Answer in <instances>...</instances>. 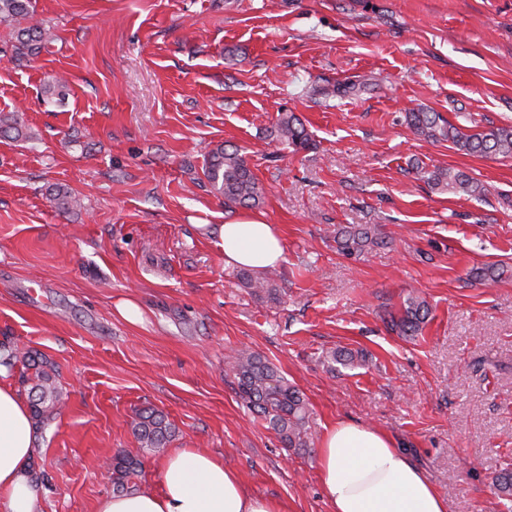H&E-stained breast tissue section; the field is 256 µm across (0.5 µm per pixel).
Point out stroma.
<instances>
[{
  "instance_id": "obj_1",
  "label": "stroma",
  "mask_w": 512,
  "mask_h": 512,
  "mask_svg": "<svg viewBox=\"0 0 512 512\" xmlns=\"http://www.w3.org/2000/svg\"><path fill=\"white\" fill-rule=\"evenodd\" d=\"M51 43L14 61L0 24V355L46 356L64 392L37 434L42 512H94L105 462L138 453L137 410L162 411L198 448L288 512H329L316 439L344 420L385 431L449 512H507L512 466V158L414 134L406 114L465 131L512 126V0H35ZM64 79L63 103L45 84ZM364 91L336 95L337 86ZM292 112L309 150L273 151ZM245 152L277 225L276 298L224 263L231 218L206 182L209 150ZM478 179L473 198L429 172ZM76 198L61 209L57 188ZM386 243L347 257L336 230ZM497 265L493 282L473 268ZM429 318L406 340L385 319L407 295ZM135 301L142 323L117 312ZM265 356L305 396L313 442L282 447L237 394L226 357ZM366 356L331 368L327 352Z\"/></svg>"
}]
</instances>
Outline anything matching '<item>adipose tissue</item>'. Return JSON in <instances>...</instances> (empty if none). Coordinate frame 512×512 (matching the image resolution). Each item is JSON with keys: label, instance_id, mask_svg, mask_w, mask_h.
<instances>
[{"label": "adipose tissue", "instance_id": "1", "mask_svg": "<svg viewBox=\"0 0 512 512\" xmlns=\"http://www.w3.org/2000/svg\"><path fill=\"white\" fill-rule=\"evenodd\" d=\"M224 262L263 269L285 259L274 225L256 215L225 220ZM37 448L26 400L0 381V503L6 512H40L29 464ZM330 512H448V500L387 433L345 421L326 427L316 454ZM95 512H288L279 500L251 494L221 459L192 448L170 450L159 490L100 500Z\"/></svg>", "mask_w": 512, "mask_h": 512}]
</instances>
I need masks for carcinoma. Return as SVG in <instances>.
I'll list each match as a JSON object with an SVG mask.
<instances>
[{
  "label": "carcinoma",
  "instance_id": "1",
  "mask_svg": "<svg viewBox=\"0 0 512 512\" xmlns=\"http://www.w3.org/2000/svg\"><path fill=\"white\" fill-rule=\"evenodd\" d=\"M31 0H0V23L16 22L30 12ZM14 59L20 61L38 54L50 43L52 34L38 26L14 27ZM410 130L426 139L448 140L461 151L477 156L512 157V127H496L475 133L453 127L439 112L418 109L407 113ZM271 141L295 151L310 147L311 138L300 119L292 112L280 114L270 131ZM203 175L211 187L224 197L228 208L255 207L264 198V189L252 172L246 155L238 148L219 146L213 149L203 168ZM430 181L445 189L468 196H479L483 185L477 179L450 169L433 172ZM339 250L352 256L368 245H379L378 230L371 227L349 226L336 231ZM242 282L256 292L278 295L275 280L269 277L255 278L249 272L240 274ZM428 315L426 301L409 295L403 303L400 316L391 317V326L404 336H414ZM325 360L344 367L359 364L350 351L339 350L326 354ZM21 364L22 383L29 386L28 396L31 419L35 429L43 428L57 413L63 402L55 369L40 353L27 351L10 352L0 360V365L13 369ZM228 364L237 380L241 397L249 407L262 417L286 448H305L309 440V408L302 393L281 376L263 356L248 350H239L229 357ZM132 434L144 454L162 451L175 429L166 417L151 408L136 412L132 421ZM142 459L138 455L119 451L112 457L110 470L112 484L118 493L133 491L135 479L141 475ZM497 497L512 502V467L502 469L493 477Z\"/></svg>",
  "mask_w": 512,
  "mask_h": 512
}]
</instances>
